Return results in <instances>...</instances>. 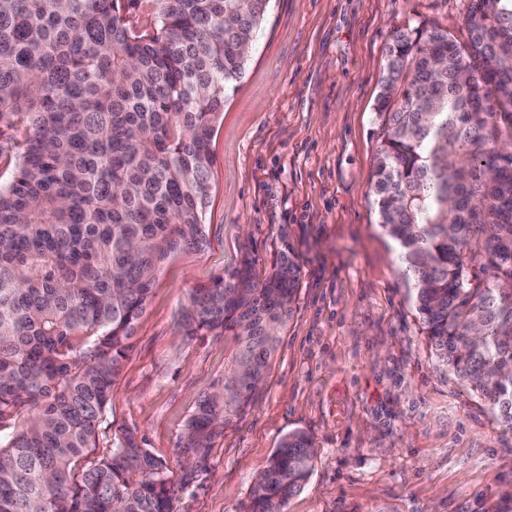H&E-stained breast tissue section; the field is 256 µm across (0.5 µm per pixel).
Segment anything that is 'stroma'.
<instances>
[{
	"instance_id": "stroma-1",
	"label": "stroma",
	"mask_w": 512,
	"mask_h": 512,
	"mask_svg": "<svg viewBox=\"0 0 512 512\" xmlns=\"http://www.w3.org/2000/svg\"><path fill=\"white\" fill-rule=\"evenodd\" d=\"M467 0H269L211 149L207 245L158 273L96 439L124 432L164 459L172 512H245L256 475L300 430L313 472L285 512H512V433L439 363L397 274L372 176L394 29L465 40ZM300 264L294 314L248 412L185 461L180 436L224 375L228 345L186 337L190 294L243 254Z\"/></svg>"
}]
</instances>
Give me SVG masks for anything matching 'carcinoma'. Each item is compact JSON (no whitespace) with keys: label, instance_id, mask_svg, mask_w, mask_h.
<instances>
[{"label":"carcinoma","instance_id":"carcinoma-1","mask_svg":"<svg viewBox=\"0 0 512 512\" xmlns=\"http://www.w3.org/2000/svg\"><path fill=\"white\" fill-rule=\"evenodd\" d=\"M269 0H0V512H172L166 461L127 431L94 456L162 264L206 246L211 141ZM464 45L395 30L376 102L373 193L448 372L512 432V0H468ZM299 268L246 255L190 295L185 336H224V380L184 424L208 455L241 418L292 313ZM28 411L24 424L12 423ZM299 431L247 512H284L312 473Z\"/></svg>","mask_w":512,"mask_h":512}]
</instances>
